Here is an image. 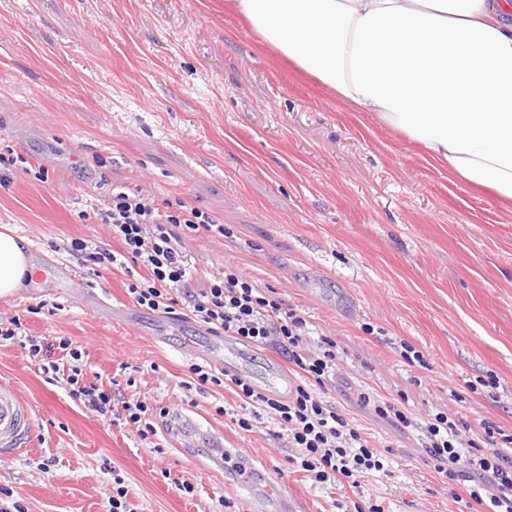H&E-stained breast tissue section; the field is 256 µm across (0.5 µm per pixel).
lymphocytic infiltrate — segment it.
Masks as SVG:
<instances>
[{"label": "lymphocytic infiltrate", "mask_w": 512, "mask_h": 512, "mask_svg": "<svg viewBox=\"0 0 512 512\" xmlns=\"http://www.w3.org/2000/svg\"><path fill=\"white\" fill-rule=\"evenodd\" d=\"M97 217L119 242L121 252L74 238L67 246L71 255L103 270L123 269L130 263L138 266L139 274L128 285L138 306L195 322L216 336L224 334L253 345L274 343L300 375V384L284 400L257 390L244 379H224L205 366L190 365L199 384L231 387L244 409L237 420L243 431H254L266 418L274 421L288 439L292 470L316 485L336 483L355 490L365 478L384 471L385 452L355 419L325 396L339 358L335 340L319 333L297 309L236 268L225 267L206 288H192L189 262L178 247L181 231L226 238L230 235L227 225L183 202L160 203L121 185L113 186ZM58 347L69 359L66 382L71 398L100 417H121L143 441L156 436L157 421L168 416L167 408L142 400L115 406L110 389L87 380L83 350L64 337ZM359 399L401 430L416 433L434 472L450 483L464 485L480 512H512V434L493 423L483 420L474 426L443 411L420 417L404 403L369 390Z\"/></svg>", "instance_id": "f902f5d3"}]
</instances>
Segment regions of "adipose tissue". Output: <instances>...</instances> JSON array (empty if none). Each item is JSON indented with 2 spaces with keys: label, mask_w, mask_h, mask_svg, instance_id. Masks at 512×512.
Masks as SVG:
<instances>
[{
  "label": "adipose tissue",
  "mask_w": 512,
  "mask_h": 512,
  "mask_svg": "<svg viewBox=\"0 0 512 512\" xmlns=\"http://www.w3.org/2000/svg\"><path fill=\"white\" fill-rule=\"evenodd\" d=\"M259 39L353 111L421 145L468 185L512 200V0H236ZM29 243L0 228V297Z\"/></svg>",
  "instance_id": "1"
}]
</instances>
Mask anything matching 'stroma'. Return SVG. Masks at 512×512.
Returning a JSON list of instances; mask_svg holds the SVG:
<instances>
[{
  "mask_svg": "<svg viewBox=\"0 0 512 512\" xmlns=\"http://www.w3.org/2000/svg\"><path fill=\"white\" fill-rule=\"evenodd\" d=\"M1 147L30 167L0 183V226L29 240L38 272L0 297V319L18 318L22 336L46 343L69 338L86 353L88 380L173 415L156 453L133 427L71 399L64 379L48 381L21 343L0 346V382L31 408L21 449H0V486L30 512H107L116 472L135 512H219L224 499L252 512L271 478L306 512L343 497L291 472L289 449L266 428L241 431L232 390L187 388L190 364H221L219 337L138 306L123 270L97 273L65 252L73 238L115 249L96 217L112 183L182 200L232 229L229 239L183 234L193 287L237 267L336 340L328 394L392 449L390 476L366 478L364 497L387 512H470L416 438L357 398L367 386L418 415L512 430V203L351 111L254 37L233 0H0ZM395 339L429 369L403 364ZM488 371L495 397L449 400ZM220 439L247 449L251 488L228 485Z\"/></svg>",
  "mask_w": 512,
  "mask_h": 512,
  "instance_id": "35a3bbf8",
  "label": "stroma"
}]
</instances>
